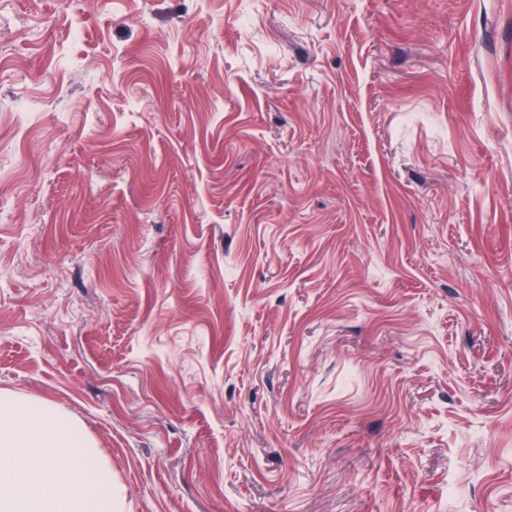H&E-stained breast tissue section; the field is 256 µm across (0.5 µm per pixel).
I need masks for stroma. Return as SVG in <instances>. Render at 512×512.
<instances>
[{"label":"stroma","instance_id":"35a3bbf8","mask_svg":"<svg viewBox=\"0 0 512 512\" xmlns=\"http://www.w3.org/2000/svg\"><path fill=\"white\" fill-rule=\"evenodd\" d=\"M1 195L122 512H512V0H0Z\"/></svg>","mask_w":512,"mask_h":512}]
</instances>
